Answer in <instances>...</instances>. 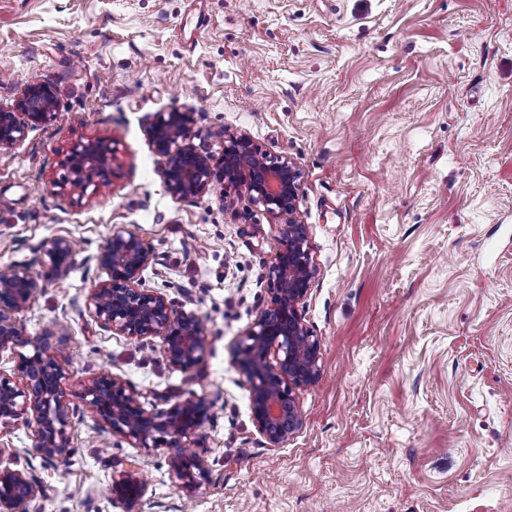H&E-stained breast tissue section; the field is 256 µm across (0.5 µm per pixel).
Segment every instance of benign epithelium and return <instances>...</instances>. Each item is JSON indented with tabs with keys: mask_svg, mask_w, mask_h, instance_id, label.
<instances>
[{
	"mask_svg": "<svg viewBox=\"0 0 512 512\" xmlns=\"http://www.w3.org/2000/svg\"><path fill=\"white\" fill-rule=\"evenodd\" d=\"M51 88L37 80L24 87L14 112L0 109V150L22 143L27 131L55 117ZM194 113H158L147 128L153 151L166 159L160 178L169 194L188 200L224 187L223 199L245 190L250 202L281 225L275 261L265 272L270 300L253 328L236 347L237 361L249 384L251 420L271 448H280L304 425L293 388L321 379L319 338L300 311L319 270L311 254L309 225L299 220L296 163L263 152L244 134L224 133L219 160L199 153L191 143ZM115 157L113 144L90 139L69 149L63 162L67 175L53 186L69 193L97 194L109 184ZM77 244L67 238L47 241L41 252L49 259L47 281L67 275ZM107 279L91 289L85 306L101 326L138 339L161 340L168 363L180 370L196 367L208 344L206 320L187 313L161 293L145 288L142 274L157 262L152 245L120 228L111 231L96 255ZM40 288L28 264L0 268V350L29 344L22 313ZM46 333L31 355H19V382L0 376V431L24 425L34 429V450L44 462L67 458L72 448L66 434L68 407L62 402L67 372L57 360ZM98 430L128 440L136 448H169L170 463L182 487L193 493L208 478L205 460L187 446L189 437L210 419L211 405L203 399L176 401L166 409L148 410L138 393L122 379L102 374L84 388ZM42 494L37 480L0 460V512H30ZM145 483L128 474L112 476V495L126 512H140Z\"/></svg>",
	"mask_w": 512,
	"mask_h": 512,
	"instance_id": "7a95c632",
	"label": "benign epithelium"
}]
</instances>
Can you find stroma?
Instances as JSON below:
<instances>
[{
    "label": "stroma",
    "mask_w": 512,
    "mask_h": 512,
    "mask_svg": "<svg viewBox=\"0 0 512 512\" xmlns=\"http://www.w3.org/2000/svg\"><path fill=\"white\" fill-rule=\"evenodd\" d=\"M33 77L56 118L0 151V266L78 244L24 313L29 346L0 351L15 376L66 327L70 456L49 465L30 429L0 433V461L43 486L33 512H124L111 484L126 472L146 484L141 512H512V0H0V108ZM174 109L202 154L241 131L301 171L323 378L295 389L305 425L280 448L251 421L235 354L270 298L280 227L243 193L229 209L218 186L168 193L146 127ZM90 138L117 144L109 185L57 192ZM118 228L157 253L146 287L207 319L194 369L88 314ZM108 373L148 409L211 402L188 440L208 468L194 493L168 449L100 441L82 395ZM76 247L77 244L67 238L50 239L41 247L40 251L49 259V267L43 274L46 281L67 275Z\"/></svg>",
    "instance_id": "stroma-1"
}]
</instances>
